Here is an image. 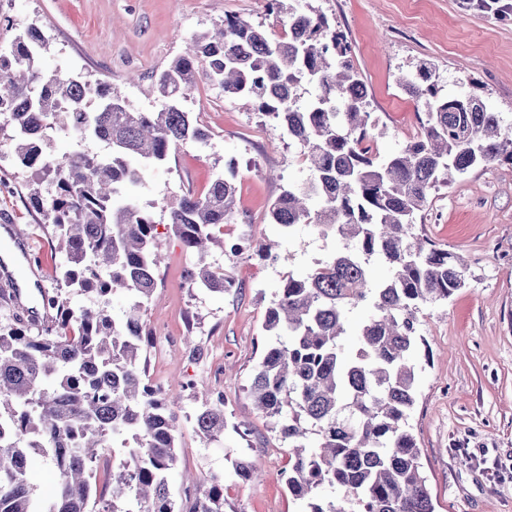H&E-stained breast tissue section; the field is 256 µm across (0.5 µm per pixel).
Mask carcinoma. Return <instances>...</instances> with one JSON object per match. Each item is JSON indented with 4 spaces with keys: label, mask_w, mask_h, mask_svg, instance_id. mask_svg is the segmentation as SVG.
<instances>
[{
    "label": "carcinoma",
    "mask_w": 512,
    "mask_h": 512,
    "mask_svg": "<svg viewBox=\"0 0 512 512\" xmlns=\"http://www.w3.org/2000/svg\"><path fill=\"white\" fill-rule=\"evenodd\" d=\"M269 7L287 19L284 36L271 38L264 25L238 17L217 22L157 77L160 107L153 112L129 109L105 82L40 69L49 39L35 24L0 47V132L10 128L16 161L52 185L47 195L41 183L29 185L27 199L51 221L63 257L61 287L0 326V512H178L168 482L177 464L175 400L150 388L141 366L149 342L143 306L157 288L163 244L134 202L144 169L129 166L126 156L163 166L171 150L207 144L209 131L184 110L203 78L228 97L252 99L305 148L310 178L283 190L271 223H312L344 242L320 267L283 281L263 322L271 341L248 387L288 444L281 473L288 494L306 503L305 512H434L409 425L417 314L463 287L468 267L416 234V219L453 175L512 162V136L479 97L440 95L436 68L423 63L397 79L423 108L420 133L379 156L345 33L309 0H269ZM303 82L318 94L300 106ZM58 123L79 142L98 141L105 153L49 154L48 131ZM234 177L231 162L204 193L181 196L169 211L182 248L198 255L184 273L191 288L226 291L224 275L204 262L213 247L237 259L271 255L270 243L212 232L234 217ZM314 197L320 208L313 213L307 201ZM375 260L388 279L372 280ZM63 288L97 301L73 309ZM119 291L131 304L117 319L109 298ZM359 307L371 314L348 350L347 316ZM193 424L207 442H222L224 403L205 400ZM110 439L121 440L124 457L112 458L108 491L99 494L98 449ZM46 456L58 477L38 494L31 463ZM232 469L241 483L260 477L242 458ZM191 512H224L221 478H211Z\"/></svg>",
    "instance_id": "obj_1"
}]
</instances>
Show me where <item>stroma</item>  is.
Here are the masks:
<instances>
[{
  "instance_id": "stroma-1",
  "label": "stroma",
  "mask_w": 512,
  "mask_h": 512,
  "mask_svg": "<svg viewBox=\"0 0 512 512\" xmlns=\"http://www.w3.org/2000/svg\"><path fill=\"white\" fill-rule=\"evenodd\" d=\"M265 0H0L17 26L35 22L51 37L52 49L38 64L45 71L93 75L112 83L130 108L155 111L156 76L183 54L191 37L227 15L264 24L273 36L285 30L269 16ZM346 31L353 65L364 82L374 143L380 155L394 152L419 132L415 102L397 86L420 63L435 66L442 94H474L500 116L512 133V22L462 10L458 0H314ZM211 138L172 153L167 166L146 173L136 195L164 241L161 283L144 306L146 325L165 324L170 342L153 341L147 362L151 380L163 386L190 383L179 408V461L170 476L172 492L189 512L203 497L212 475L224 478V512H304L280 474L288 450L257 413L246 388L269 341L262 324L267 305L287 275L311 271L343 247L308 224L281 235L276 263L260 256L239 260L213 250L207 263L222 269L232 286L224 293L189 288L168 208L183 194L203 193L236 160L237 207L228 237L259 240L279 235L269 208L288 185L307 181L304 147L274 121L262 117L252 99L228 97L200 80L185 103ZM33 171L19 167L0 134V250L19 248L28 260L0 273L8 281L30 278L26 295L55 290L62 261L50 226L27 204ZM426 234L464 257L465 285L445 301L423 305L413 356L416 402L409 424L421 451L435 512H512V163L481 165L453 176L440 188L422 221ZM204 355L192 358L185 336ZM223 388L229 421L248 422L241 439L226 431L223 443H206L191 421L208 389ZM246 456L261 471L254 483L229 478L231 460Z\"/></svg>"
}]
</instances>
